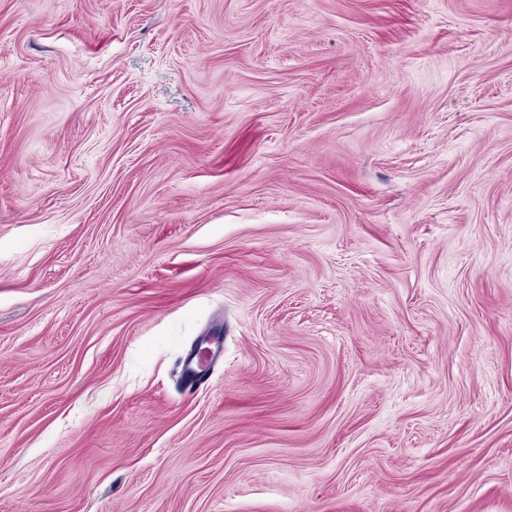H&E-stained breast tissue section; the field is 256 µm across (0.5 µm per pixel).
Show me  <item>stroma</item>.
Returning <instances> with one entry per match:
<instances>
[{
    "instance_id": "stroma-1",
    "label": "stroma",
    "mask_w": 512,
    "mask_h": 512,
    "mask_svg": "<svg viewBox=\"0 0 512 512\" xmlns=\"http://www.w3.org/2000/svg\"><path fill=\"white\" fill-rule=\"evenodd\" d=\"M0 512H512V0H0Z\"/></svg>"
}]
</instances>
